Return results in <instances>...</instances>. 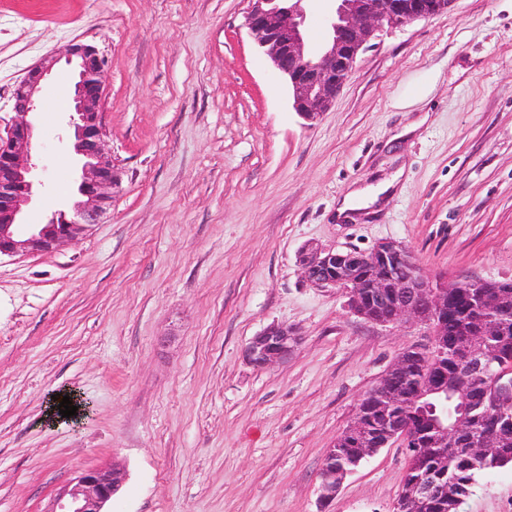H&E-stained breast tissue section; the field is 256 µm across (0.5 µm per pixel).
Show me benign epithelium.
<instances>
[{
	"label": "benign epithelium",
	"instance_id": "7a95c632",
	"mask_svg": "<svg viewBox=\"0 0 512 512\" xmlns=\"http://www.w3.org/2000/svg\"><path fill=\"white\" fill-rule=\"evenodd\" d=\"M246 25L255 44L271 59L292 87L293 108L307 120L329 109L350 78L359 53L378 32L427 19L446 9L444 0H331L328 35L313 49L305 38L304 0H251ZM75 66L73 86L72 149L81 163L75 199L57 209L47 222L21 235L23 209L35 194L34 126L29 117L39 106L44 81L60 61ZM104 59L91 44L73 42L64 52L46 57L28 70L15 86L12 99L19 116L6 137L0 136V256L48 253L78 238L100 223L112 207L118 177L106 141L100 112L104 92ZM303 278L312 288L346 289L351 309L362 318L383 324L413 319L423 324L428 346H410L362 399L354 421L323 458L320 496L335 497L346 476L380 449L394 444L405 449L406 469L419 473L397 501L394 512H426L431 501L463 498L450 482H435L422 474L430 459L445 457L467 433L471 415L495 407L491 435L470 439L469 451L486 458L496 453L500 440L512 436V350H503L488 337L512 335V287L468 279L470 303L492 310L497 318L482 331H464L448 339V294L455 283L424 274L411 251L395 241H383L369 252L336 251L308 246L297 255ZM295 329L279 323L267 326L244 349V358L265 369L288 356L299 344ZM453 356L456 369L448 373L443 359ZM424 377L409 391L397 381L410 373ZM404 412L416 420L420 432L395 422ZM342 443L356 445L340 456ZM125 481L122 469H87L60 488L46 512H104V507Z\"/></svg>",
	"mask_w": 512,
	"mask_h": 512
}]
</instances>
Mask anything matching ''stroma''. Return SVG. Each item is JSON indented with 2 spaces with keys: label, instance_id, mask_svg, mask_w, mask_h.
Returning <instances> with one entry per match:
<instances>
[{
  "label": "stroma",
  "instance_id": "stroma-1",
  "mask_svg": "<svg viewBox=\"0 0 512 512\" xmlns=\"http://www.w3.org/2000/svg\"><path fill=\"white\" fill-rule=\"evenodd\" d=\"M249 0H0V130L27 71L75 40L105 59L101 110L120 183L101 223L54 252L0 258V512H47L85 470L126 473L109 512H393L391 446L320 497L324 454L420 324L367 321L309 287L306 245L408 246L422 271L512 281V0H453L361 52L332 107L303 119L253 43ZM58 63L34 115L37 194L72 201L80 164ZM398 175L340 223L354 187ZM296 327L287 361L243 352ZM73 393L78 419H51ZM460 512H512V467ZM298 333L285 324L273 323L254 336L244 349V358L256 369H265L288 356L299 344Z\"/></svg>",
  "mask_w": 512,
  "mask_h": 512
}]
</instances>
